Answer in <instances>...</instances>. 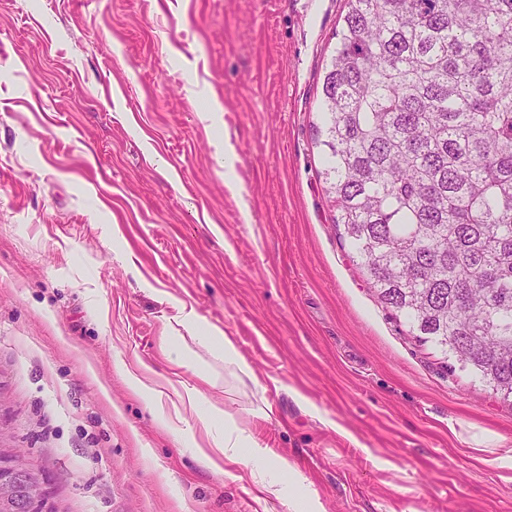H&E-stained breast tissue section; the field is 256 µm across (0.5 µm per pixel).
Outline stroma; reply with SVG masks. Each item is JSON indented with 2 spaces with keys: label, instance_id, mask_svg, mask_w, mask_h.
Returning <instances> with one entry per match:
<instances>
[{
  "label": "stroma",
  "instance_id": "stroma-1",
  "mask_svg": "<svg viewBox=\"0 0 512 512\" xmlns=\"http://www.w3.org/2000/svg\"><path fill=\"white\" fill-rule=\"evenodd\" d=\"M345 12L0 0V446L48 512H289L250 461L201 460L211 407L317 512H512V468L478 444L512 456V404L414 342L332 222L314 138ZM212 335L214 349L218 356L224 359V367L237 377H239V375L250 377V367L239 355L232 340L224 336L223 341L222 337H219L215 333Z\"/></svg>",
  "mask_w": 512,
  "mask_h": 512
}]
</instances>
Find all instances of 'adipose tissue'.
<instances>
[{
	"label": "adipose tissue",
	"mask_w": 512,
	"mask_h": 512,
	"mask_svg": "<svg viewBox=\"0 0 512 512\" xmlns=\"http://www.w3.org/2000/svg\"><path fill=\"white\" fill-rule=\"evenodd\" d=\"M198 423L205 433L208 445L200 449L199 455L207 464L223 458L225 464L238 463L242 455H250L254 461L252 478L259 489L270 496L282 492L281 474L285 464L271 449L259 446L240 429L232 416L211 409L199 414Z\"/></svg>",
	"instance_id": "obj_1"
}]
</instances>
